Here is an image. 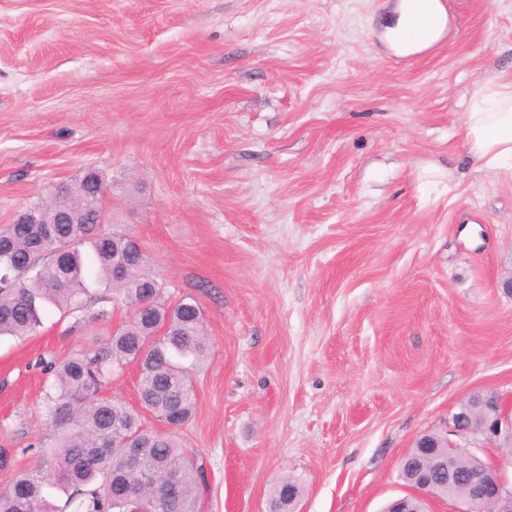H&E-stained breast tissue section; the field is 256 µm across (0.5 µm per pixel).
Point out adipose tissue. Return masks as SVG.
I'll return each instance as SVG.
<instances>
[{"label":"adipose tissue","mask_w":512,"mask_h":512,"mask_svg":"<svg viewBox=\"0 0 512 512\" xmlns=\"http://www.w3.org/2000/svg\"><path fill=\"white\" fill-rule=\"evenodd\" d=\"M447 24L442 0H395L384 41L394 54L413 56L439 41ZM465 139L478 171L512 179V77L476 83Z\"/></svg>","instance_id":"1"}]
</instances>
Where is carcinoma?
<instances>
[{
	"label": "carcinoma",
	"mask_w": 512,
	"mask_h": 512,
	"mask_svg": "<svg viewBox=\"0 0 512 512\" xmlns=\"http://www.w3.org/2000/svg\"><path fill=\"white\" fill-rule=\"evenodd\" d=\"M103 196L101 177L88 172L73 190L25 211L31 218L58 212L75 223L0 229V336L34 334L47 305L76 315L77 324L85 322L87 305L100 302L88 286L92 279L122 295L131 309L107 338L45 363L54 443L40 450L36 469L19 472L0 492V512H201L208 490L205 470L184 451L176 430L195 408L192 376L182 360L196 365L209 351L202 308L192 296L169 304L144 252L122 235L95 231ZM129 364L139 371L142 407L173 425L170 432L144 427L138 413L101 396L112 376ZM130 454L139 459L135 471L124 466ZM457 461L460 480L436 488L437 496L459 501L472 496L470 477L480 462L467 453ZM168 482L174 486L171 497ZM47 487L67 493L64 507L45 495ZM302 493L297 481L285 479L273 487L269 501L284 512L288 495Z\"/></svg>",
	"instance_id": "1"
}]
</instances>
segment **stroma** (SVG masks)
Returning <instances> with one entry per match:
<instances>
[{
  "mask_svg": "<svg viewBox=\"0 0 512 512\" xmlns=\"http://www.w3.org/2000/svg\"><path fill=\"white\" fill-rule=\"evenodd\" d=\"M421 54L393 0H0V226L88 170L210 348L177 437L205 512H381L472 394L512 396V181L467 157L475 81L512 76V0H443ZM0 338V492L49 446L47 377L128 317ZM447 24L441 0H396L383 37L394 54L413 56L439 41ZM288 493L289 498L296 494L299 499L302 496L303 489L301 485L292 479H285L273 487L269 501L274 510L281 512L288 509Z\"/></svg>",
  "mask_w": 512,
  "mask_h": 512,
  "instance_id": "35a3bbf8",
  "label": "stroma"
}]
</instances>
